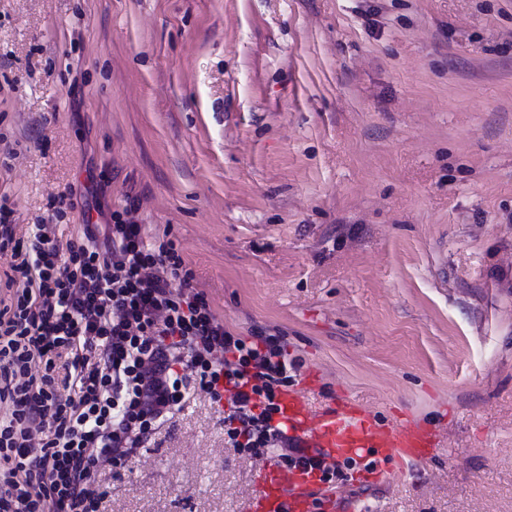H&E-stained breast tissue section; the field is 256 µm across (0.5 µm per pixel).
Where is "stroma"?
<instances>
[{"mask_svg": "<svg viewBox=\"0 0 512 512\" xmlns=\"http://www.w3.org/2000/svg\"><path fill=\"white\" fill-rule=\"evenodd\" d=\"M73 190L65 216L51 196ZM310 400L412 415L433 459L346 512H512V0H0V204L75 237L128 199ZM202 391L102 512H246Z\"/></svg>", "mask_w": 512, "mask_h": 512, "instance_id": "obj_1", "label": "stroma"}]
</instances>
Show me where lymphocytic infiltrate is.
Here are the masks:
<instances>
[{"label":"lymphocytic infiltrate","mask_w":512,"mask_h":512,"mask_svg":"<svg viewBox=\"0 0 512 512\" xmlns=\"http://www.w3.org/2000/svg\"><path fill=\"white\" fill-rule=\"evenodd\" d=\"M139 210L63 241L52 224L18 236L0 206V512H99V462L124 467L195 389L223 402L236 455L347 481L354 462H326L276 420L301 359L270 329H226Z\"/></svg>","instance_id":"lymphocytic-infiltrate-1"}]
</instances>
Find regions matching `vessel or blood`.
<instances>
[{
    "label": "vessel or blood",
    "mask_w": 512,
    "mask_h": 512,
    "mask_svg": "<svg viewBox=\"0 0 512 512\" xmlns=\"http://www.w3.org/2000/svg\"><path fill=\"white\" fill-rule=\"evenodd\" d=\"M278 405V419L290 435L319 449L327 461L369 463L367 478L373 483L398 478L410 464L435 454L432 431L408 416L385 423L346 398L316 409L295 387L280 391ZM322 487L319 471L288 469L266 460L247 512H314Z\"/></svg>",
    "instance_id": "obj_1"
}]
</instances>
